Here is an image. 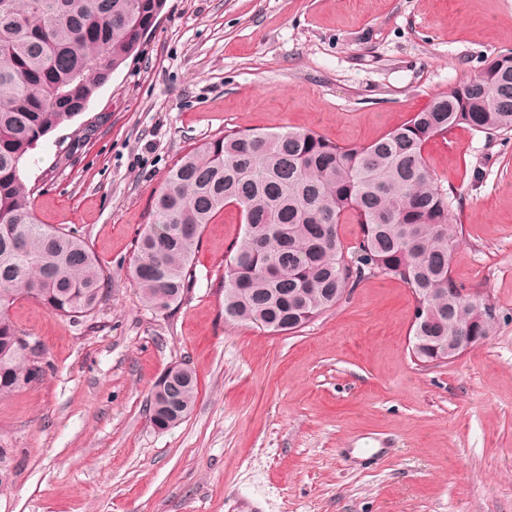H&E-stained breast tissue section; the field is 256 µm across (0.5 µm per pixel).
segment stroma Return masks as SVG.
<instances>
[{
    "mask_svg": "<svg viewBox=\"0 0 512 512\" xmlns=\"http://www.w3.org/2000/svg\"><path fill=\"white\" fill-rule=\"evenodd\" d=\"M512 50V0H167L137 60L24 165L42 224L79 231L104 299L91 325L30 299L40 382L0 399V512H512V132L425 148L459 197L452 275L496 331L447 363L408 350L415 300L372 277L297 332L224 318V256L244 224L206 225L182 302L144 306L133 241L165 177L225 129L370 143ZM195 404L160 431L147 398L171 365Z\"/></svg>",
    "mask_w": 512,
    "mask_h": 512,
    "instance_id": "1",
    "label": "stroma"
}]
</instances>
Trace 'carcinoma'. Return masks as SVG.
<instances>
[{"label": "carcinoma", "mask_w": 512, "mask_h": 512, "mask_svg": "<svg viewBox=\"0 0 512 512\" xmlns=\"http://www.w3.org/2000/svg\"><path fill=\"white\" fill-rule=\"evenodd\" d=\"M166 0H0V397L45 373L41 347L9 308L28 297L83 324L103 300L98 258L74 231L38 222L23 165L39 141L87 109L112 74L137 56L141 29ZM466 128L512 131V51L433 97L372 143L344 146L311 130H229L169 169L130 268L145 306L165 311L193 281L205 225L232 205L244 232L225 256L224 319L277 334L297 331L369 276L400 279L416 299L420 360L466 336L492 335L496 306L451 277L453 197L428 171L427 143ZM361 225L347 260L341 219ZM198 393L187 366L149 396L152 423L182 421Z\"/></svg>", "instance_id": "carcinoma-1"}]
</instances>
